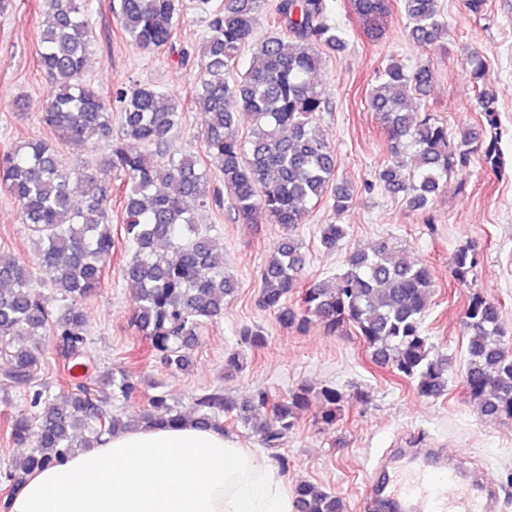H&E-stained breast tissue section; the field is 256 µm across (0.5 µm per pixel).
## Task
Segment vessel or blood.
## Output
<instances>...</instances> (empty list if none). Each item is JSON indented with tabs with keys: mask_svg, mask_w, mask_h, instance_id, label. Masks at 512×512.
<instances>
[{
	"mask_svg": "<svg viewBox=\"0 0 512 512\" xmlns=\"http://www.w3.org/2000/svg\"><path fill=\"white\" fill-rule=\"evenodd\" d=\"M368 474L372 512H495L497 486L442 448H398Z\"/></svg>",
	"mask_w": 512,
	"mask_h": 512,
	"instance_id": "1",
	"label": "vessel or blood"
}]
</instances>
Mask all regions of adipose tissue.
I'll use <instances>...</instances> for the list:
<instances>
[{
	"mask_svg": "<svg viewBox=\"0 0 512 512\" xmlns=\"http://www.w3.org/2000/svg\"><path fill=\"white\" fill-rule=\"evenodd\" d=\"M10 512H295L269 460L214 429L140 425L29 476Z\"/></svg>",
	"mask_w": 512,
	"mask_h": 512,
	"instance_id": "ef3b65f1",
	"label": "adipose tissue"
}]
</instances>
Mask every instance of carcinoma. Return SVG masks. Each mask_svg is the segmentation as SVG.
<instances>
[{
	"label": "carcinoma",
	"instance_id": "carcinoma-1",
	"mask_svg": "<svg viewBox=\"0 0 512 512\" xmlns=\"http://www.w3.org/2000/svg\"><path fill=\"white\" fill-rule=\"evenodd\" d=\"M42 2L38 64L51 81V92L41 118L65 143L109 144L101 165L121 181L124 240L131 250L121 274L135 288L133 326L150 355L172 371L187 370L201 329L224 314V301L237 292V280L224 272L215 225L199 221V212L223 206L227 190L238 217L251 224L263 218L290 231L274 246L261 273L260 305L282 326L301 330L316 323L329 335L353 330L372 361L413 383L418 395L437 398L447 391L450 362L423 328L435 286L433 270L411 261L392 239L347 252L335 285L315 282L302 292L301 305L292 303L306 254L291 231L316 204L324 201L340 215L351 199L347 186L335 184L336 152L317 123L328 104L327 88L315 80L321 50L346 45L343 32L329 21L327 0H276L278 27L294 39L291 46L276 35L255 37L262 0H224V7L209 13L194 104L207 115L201 139L216 163L213 168L200 166L194 156L166 152L183 113L149 83L113 90L123 137L112 139V106L84 79L91 0ZM351 2L367 34L381 35L387 0ZM403 4L411 43L431 46L448 36L439 0ZM116 15L135 47L175 50L183 65L194 59L174 41L184 23L180 0H119ZM246 45L252 61L237 72L236 60ZM468 65L477 104L493 127L495 95L485 56L471 55ZM433 76L425 63L409 68L391 61L367 94L390 154L377 181L414 210L427 206L449 174L467 168L474 145L483 148L491 169L498 167L497 141L486 139L483 127L464 129L452 143L448 126L427 113L422 96ZM242 116L250 129L240 138L235 128ZM0 188L17 203L37 262L35 269L0 262V378L24 389L26 401V409L10 417L8 432L14 443L30 448L25 458L0 469L3 508L33 471L140 424L166 428L187 421L222 430L227 418L250 430L264 448L277 449L312 398L323 401L322 423L341 417L344 399L338 389L302 383L285 397L258 390L242 402L222 387L210 389L195 398L192 417L159 391L147 397L138 420L125 419L122 405L139 396L138 381L118 370L101 385L80 361L89 336L83 302L104 288L115 252L97 169L71 167L53 145L32 140L0 156ZM348 235L344 224H324L319 243L334 251ZM450 264L458 283L472 285L478 260L471 247L457 248ZM45 287L60 305L56 315ZM463 324L469 333L465 394L486 419L512 420V343L504 339L499 304L472 292ZM17 336L38 344L53 338L71 362L70 385L57 394L35 387L44 359L36 348L14 345ZM239 337L247 349L266 344L257 328L245 327ZM294 495L296 512H346L342 498L316 483H298Z\"/></svg>",
	"mask_w": 512,
	"mask_h": 512
}]
</instances>
